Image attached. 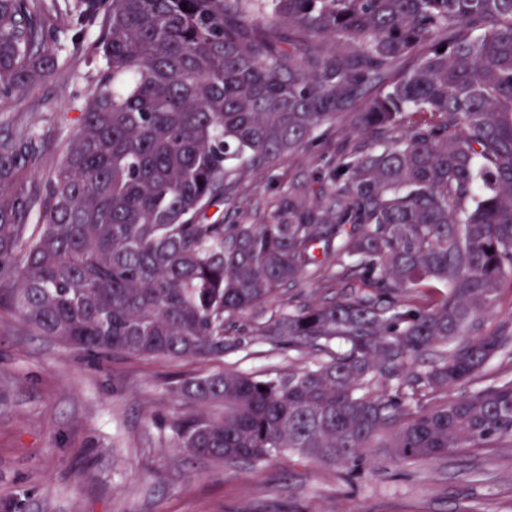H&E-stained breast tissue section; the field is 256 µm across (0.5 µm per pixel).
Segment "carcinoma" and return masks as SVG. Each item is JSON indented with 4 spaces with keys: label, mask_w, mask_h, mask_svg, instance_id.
<instances>
[{
    "label": "carcinoma",
    "mask_w": 512,
    "mask_h": 512,
    "mask_svg": "<svg viewBox=\"0 0 512 512\" xmlns=\"http://www.w3.org/2000/svg\"><path fill=\"white\" fill-rule=\"evenodd\" d=\"M56 0H0V99L57 69ZM100 79L61 162L0 134V311L95 356L213 360L224 327L305 277L366 292L288 306L300 372L185 378L177 447L224 463L401 462L512 443V378L454 395L512 327L479 319L512 277V0H75ZM443 52H438V49ZM367 101L362 112L358 104ZM354 140L270 224H224L249 171L336 116ZM444 284L436 297L432 287ZM265 390H260V387Z\"/></svg>",
    "instance_id": "1"
}]
</instances>
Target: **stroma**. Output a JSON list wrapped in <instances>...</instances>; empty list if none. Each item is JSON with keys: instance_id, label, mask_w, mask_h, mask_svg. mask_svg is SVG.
<instances>
[{"instance_id": "stroma-1", "label": "stroma", "mask_w": 512, "mask_h": 512, "mask_svg": "<svg viewBox=\"0 0 512 512\" xmlns=\"http://www.w3.org/2000/svg\"><path fill=\"white\" fill-rule=\"evenodd\" d=\"M99 74L82 56L24 95L0 103V132L29 129L46 142V166L71 136ZM337 117L309 148L246 174L219 215L264 224L298 185L319 197L316 167L351 139ZM268 302L227 328L238 349L198 361L115 355L95 359L33 333L0 311V512H512V444L462 448L436 462L400 463L370 448L358 468L286 456L257 464L191 457L170 423L194 413L173 391L218 371L254 376L307 366V353L257 337Z\"/></svg>"}]
</instances>
